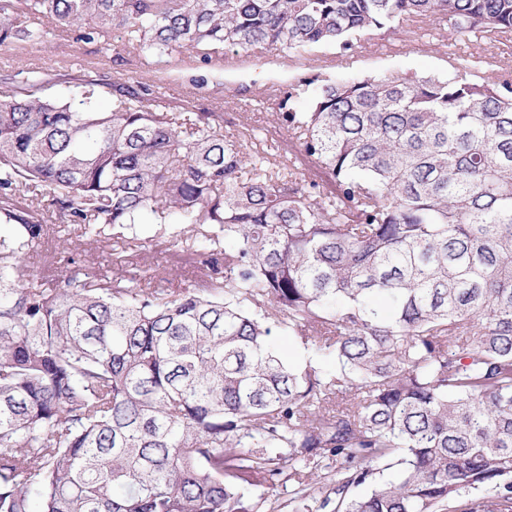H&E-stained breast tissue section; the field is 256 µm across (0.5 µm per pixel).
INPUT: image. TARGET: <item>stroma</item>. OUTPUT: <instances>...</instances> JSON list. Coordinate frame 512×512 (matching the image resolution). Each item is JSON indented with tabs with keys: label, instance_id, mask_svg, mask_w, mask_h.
Listing matches in <instances>:
<instances>
[{
	"label": "stroma",
	"instance_id": "35a3bbf8",
	"mask_svg": "<svg viewBox=\"0 0 512 512\" xmlns=\"http://www.w3.org/2000/svg\"><path fill=\"white\" fill-rule=\"evenodd\" d=\"M112 43V49L107 50L99 43L80 42L73 34L58 32L35 45H3L0 76L43 71L40 62L44 59L52 62L44 70L50 78L72 86L136 76L159 88L167 109L194 107L219 113L225 137L268 152L275 164L286 162L284 149L290 135L274 129V114L279 92L297 84L303 70L278 58L275 52L260 49L248 52L236 65L218 74L206 72L187 55L153 66L147 57L123 51L120 33H113ZM453 54L490 60L485 74L491 78L512 76V40L504 44L495 39L460 40L444 19L409 24L403 34L361 39L350 56L334 49H316L309 53L308 62L340 78L367 74L388 77L447 72ZM144 256L157 268L161 287L171 291L187 287L204 269L198 257L182 262L178 248L165 238L147 243L142 253L109 245L99 248L58 223L52 224L42 247L27 255L25 263L34 276L51 278L63 274L72 259L95 276L131 268Z\"/></svg>",
	"mask_w": 512,
	"mask_h": 512
}]
</instances>
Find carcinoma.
Listing matches in <instances>:
<instances>
[{
    "label": "carcinoma",
    "instance_id": "1",
    "mask_svg": "<svg viewBox=\"0 0 512 512\" xmlns=\"http://www.w3.org/2000/svg\"><path fill=\"white\" fill-rule=\"evenodd\" d=\"M435 16L512 33V0H0V45L296 62ZM477 66L300 79L305 170L276 172L146 82L1 78L0 512H264L280 484L286 512H512V82ZM47 212L98 245L177 224L223 268L35 280Z\"/></svg>",
    "mask_w": 512,
    "mask_h": 512
}]
</instances>
